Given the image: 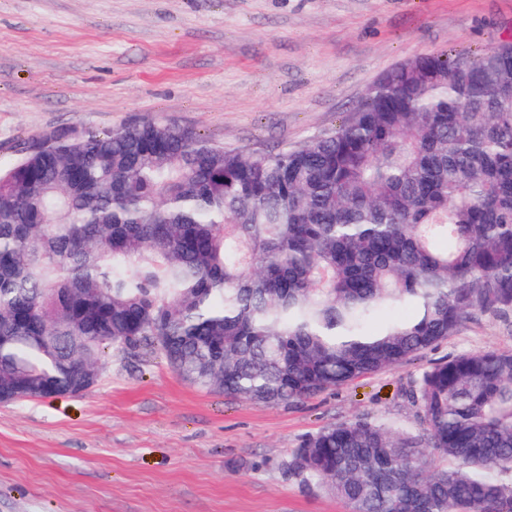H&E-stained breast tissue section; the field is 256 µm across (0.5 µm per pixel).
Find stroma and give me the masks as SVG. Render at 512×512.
<instances>
[{"instance_id":"obj_1","label":"stroma","mask_w":512,"mask_h":512,"mask_svg":"<svg viewBox=\"0 0 512 512\" xmlns=\"http://www.w3.org/2000/svg\"><path fill=\"white\" fill-rule=\"evenodd\" d=\"M512 39V0H0V164L29 137L156 116L240 149L331 131L382 73ZM512 349L483 318L413 363L266 405L113 352L80 396L0 403V512H349L288 471L301 441L367 418L415 430L412 380Z\"/></svg>"}]
</instances>
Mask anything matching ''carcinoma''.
I'll return each mask as SVG.
<instances>
[{"instance_id": "1", "label": "carcinoma", "mask_w": 512, "mask_h": 512, "mask_svg": "<svg viewBox=\"0 0 512 512\" xmlns=\"http://www.w3.org/2000/svg\"><path fill=\"white\" fill-rule=\"evenodd\" d=\"M408 319H385L401 307ZM512 317V42L415 56L278 152L140 118L0 165V400L82 395L112 351L279 405ZM420 430L329 427L288 471L352 512H512V351L410 392Z\"/></svg>"}]
</instances>
